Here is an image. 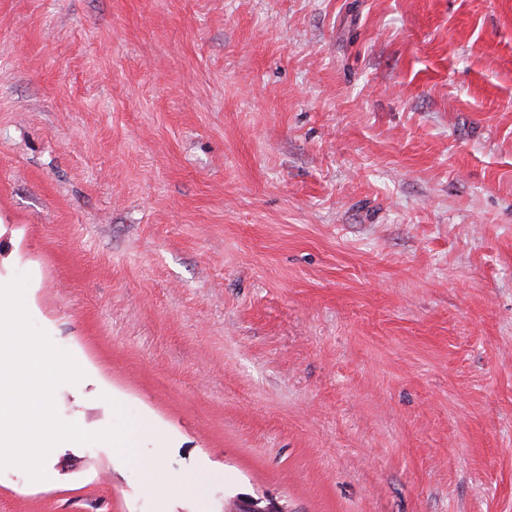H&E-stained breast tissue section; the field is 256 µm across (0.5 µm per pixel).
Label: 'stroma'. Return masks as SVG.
<instances>
[{
	"label": "stroma",
	"instance_id": "stroma-1",
	"mask_svg": "<svg viewBox=\"0 0 512 512\" xmlns=\"http://www.w3.org/2000/svg\"><path fill=\"white\" fill-rule=\"evenodd\" d=\"M19 274L132 433L0 512H512V0H0ZM227 512H287L272 498L241 497L235 500Z\"/></svg>",
	"mask_w": 512,
	"mask_h": 512
}]
</instances>
